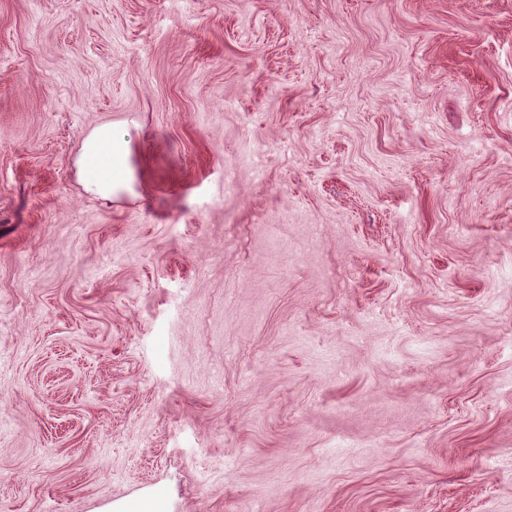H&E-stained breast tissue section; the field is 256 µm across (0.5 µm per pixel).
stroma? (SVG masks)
Returning a JSON list of instances; mask_svg holds the SVG:
<instances>
[{
	"mask_svg": "<svg viewBox=\"0 0 512 512\" xmlns=\"http://www.w3.org/2000/svg\"><path fill=\"white\" fill-rule=\"evenodd\" d=\"M111 503L512 512V0H0V512ZM130 153L129 143L119 137L111 121L92 128L77 161L85 190L112 199L120 191L130 189L131 170L127 164Z\"/></svg>",
	"mask_w": 512,
	"mask_h": 512,
	"instance_id": "obj_1",
	"label": "stroma"
}]
</instances>
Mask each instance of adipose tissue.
<instances>
[{"label": "adipose tissue", "mask_w": 512, "mask_h": 512, "mask_svg": "<svg viewBox=\"0 0 512 512\" xmlns=\"http://www.w3.org/2000/svg\"><path fill=\"white\" fill-rule=\"evenodd\" d=\"M130 147L105 122L92 128L80 153L78 172L85 190L94 196L109 199L128 189L131 170L127 164Z\"/></svg>", "instance_id": "obj_1"}]
</instances>
